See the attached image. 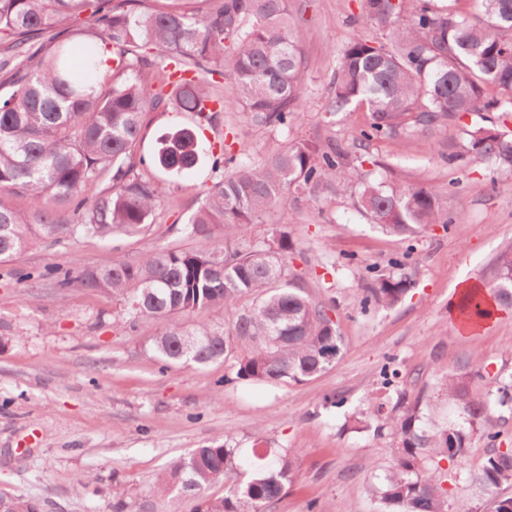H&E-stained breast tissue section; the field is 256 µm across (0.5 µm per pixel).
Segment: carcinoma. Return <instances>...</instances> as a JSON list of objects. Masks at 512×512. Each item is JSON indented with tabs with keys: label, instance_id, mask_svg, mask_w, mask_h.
<instances>
[{
	"label": "carcinoma",
	"instance_id": "carcinoma-1",
	"mask_svg": "<svg viewBox=\"0 0 512 512\" xmlns=\"http://www.w3.org/2000/svg\"><path fill=\"white\" fill-rule=\"evenodd\" d=\"M0 0V62L9 91L0 93V263L10 261L34 239L59 242L67 237L108 239L144 229L156 206L151 180L136 171L146 113L170 103L211 120L207 101L224 110V99L209 90L210 77L232 80L237 101L261 123L285 127L301 106L305 54L288 0ZM484 13L471 21L434 10L416 0L407 25H400L403 0H367V19L392 25L385 42L358 38L344 48L329 81L327 111L364 106L372 122L366 140L430 130L474 112H497L512 120V0H483ZM90 12L91 37L80 73L72 63V44L53 30ZM108 49L122 64L103 68ZM156 67L157 85L141 79ZM191 73L186 78L184 74ZM498 95L488 97L487 88ZM463 151L476 161H494L512 171V141L497 125L464 130ZM208 155L194 129L167 133L154 152L155 167L170 174L195 168ZM350 151L338 144L297 141L261 165H236L224 174L185 230L199 242L192 252L161 250L134 262L110 258L92 270L60 276L74 284L122 299L131 319L171 320L151 350L163 363L204 366L235 359L236 377L277 384L309 381L331 367L344 342L326 312L288 274L294 244L281 232L273 243L241 250L233 243L248 237L252 225L271 220L293 191L313 196L318 189L347 188L358 180ZM106 178L111 188L89 208L83 187ZM25 193L27 213L1 198ZM361 212L382 230L415 236L433 224H449L445 203L432 187L364 182ZM82 213L72 224L68 211ZM224 237V246L213 245ZM512 246L496 258L486 289L498 303H512ZM408 279L381 274L369 297L392 307L407 291ZM251 296L254 304L237 314L228 331L202 328L193 333L173 321L200 308L230 306ZM246 351L235 355V345ZM469 374L445 377L443 390L474 424L486 418L489 395L473 389L482 363ZM398 466L382 479L377 494L383 512H447L442 474L420 470L426 457H457L462 436L448 430L429 433L419 411L407 409L389 423ZM294 462L279 454L267 464L245 469L237 449L212 442L172 462L159 476L162 490L192 497V512H266L291 481ZM244 474L230 495L214 498V483ZM493 487L512 484V448L495 452L480 473ZM0 512H41L40 502L23 496L0 499Z\"/></svg>",
	"mask_w": 512,
	"mask_h": 512
}]
</instances>
